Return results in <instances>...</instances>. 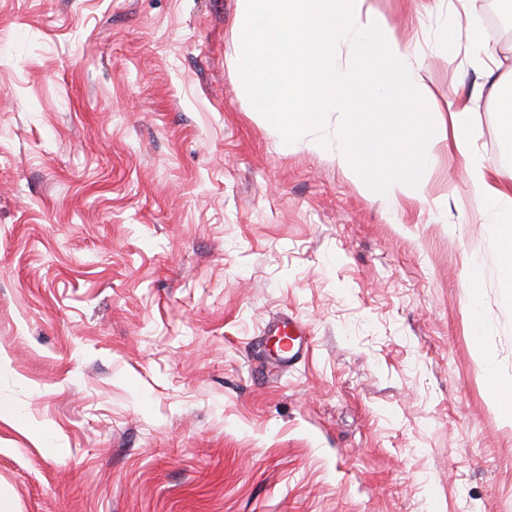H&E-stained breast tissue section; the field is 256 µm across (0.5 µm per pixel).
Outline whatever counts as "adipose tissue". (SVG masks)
Here are the masks:
<instances>
[{
    "instance_id": "ef3b65f1",
    "label": "adipose tissue",
    "mask_w": 512,
    "mask_h": 512,
    "mask_svg": "<svg viewBox=\"0 0 512 512\" xmlns=\"http://www.w3.org/2000/svg\"><path fill=\"white\" fill-rule=\"evenodd\" d=\"M441 45L466 68L491 78L490 90L448 98L451 132L437 136L421 67L374 0H239L235 78L255 120L285 144L328 150L316 130L328 115L339 125L337 165L364 190L391 204L426 202L436 144L462 165L473 200L496 224L512 268V167L491 177L476 149L477 114L489 98L500 136L512 146V66L493 54L475 0H448ZM412 104L399 111L394 97Z\"/></svg>"
}]
</instances>
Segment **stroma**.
I'll return each instance as SVG.
<instances>
[{
    "label": "stroma",
    "mask_w": 512,
    "mask_h": 512,
    "mask_svg": "<svg viewBox=\"0 0 512 512\" xmlns=\"http://www.w3.org/2000/svg\"><path fill=\"white\" fill-rule=\"evenodd\" d=\"M376 5L447 122V5ZM237 20L0 0V512H512L497 226L448 153L389 206L257 126ZM478 147L512 166L488 108ZM283 313L285 372L258 342ZM301 327L290 317L285 316L268 322L263 336H288V345L278 354L280 365L291 366L302 355L303 336Z\"/></svg>",
    "instance_id": "stroma-1"
}]
</instances>
